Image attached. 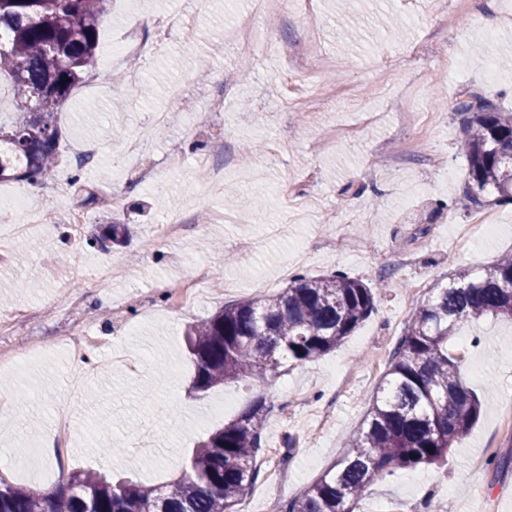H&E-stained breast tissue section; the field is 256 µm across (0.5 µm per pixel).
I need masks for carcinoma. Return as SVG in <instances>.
Listing matches in <instances>:
<instances>
[{"label":"carcinoma","mask_w":512,"mask_h":512,"mask_svg":"<svg viewBox=\"0 0 512 512\" xmlns=\"http://www.w3.org/2000/svg\"><path fill=\"white\" fill-rule=\"evenodd\" d=\"M109 0H0V71L14 80L28 116L0 126V180L42 185L56 177L61 138L55 116L96 65ZM462 115L468 162L464 197L474 207L512 203V112L473 95L453 105ZM128 228L109 224L94 238L106 252ZM416 308L391 355L383 384L345 452L278 512H357L368 487L403 468L440 465L483 412L451 353L458 326L487 316L512 319V255L482 275L461 271ZM378 290L336 271L297 274L265 299H245L187 329L193 390L276 377L288 362L323 356L375 310ZM272 405L261 395L197 443L181 473L160 487L75 472L48 492L0 481V512H233L252 489Z\"/></svg>","instance_id":"1"}]
</instances>
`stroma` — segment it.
Masks as SVG:
<instances>
[{
	"instance_id": "stroma-1",
	"label": "stroma",
	"mask_w": 512,
	"mask_h": 512,
	"mask_svg": "<svg viewBox=\"0 0 512 512\" xmlns=\"http://www.w3.org/2000/svg\"><path fill=\"white\" fill-rule=\"evenodd\" d=\"M249 7V0H110L96 69L57 114V177L44 186L0 182V223L13 220L8 201L18 194L40 216L20 235L31 244L27 253L17 255L12 243L0 249V326L10 331L9 348H0V379L9 384L0 403L14 422L0 432V449L11 451L8 483L49 489L63 474L87 470L148 486L171 481L199 440L260 394L275 406L264 423L266 457L294 440L271 495L251 499L250 512H269L270 501L288 500L327 471L346 433L362 423L383 378L372 366L388 363L417 307L407 283H445L460 269L481 273L512 253V204L490 206L497 220L490 237L456 238L472 212L461 121L451 108L476 94L512 111V0H311L307 7L283 0L270 41L297 45L316 29L335 67L314 79L241 33ZM392 17L409 22L405 39L392 40ZM349 19L357 38L346 43L336 32ZM133 28L144 58L113 62V43ZM140 83L151 87L148 100L114 111ZM174 83L182 92L173 103ZM281 96L295 107L277 109ZM219 97L223 111H207ZM157 112L167 120L154 131L148 156L158 165L144 180L127 146ZM192 113L199 116L193 127ZM219 135L224 189L212 196L198 161ZM89 139L99 150L77 167L74 150ZM75 173L96 188L99 204L83 206L69 184ZM79 207L87 222L69 223ZM174 215L185 224L182 236L145 250L156 224ZM109 219L133 224L134 234L126 247L104 252L91 241ZM405 250L415 260L401 269L393 260ZM334 271L370 286L387 282L361 328L278 378L196 399L190 325L224 305L278 292L291 275ZM196 277L194 304L162 300L167 287ZM64 284L100 339L89 348L90 368L57 337ZM134 294L142 305L114 322L111 305ZM457 334L475 339L461 369L484 405L480 420L444 465L375 482L368 496L376 512H410L431 490L446 496L447 512H512V469L488 464L512 456L505 429L512 321L465 322ZM297 391L308 395L305 407L294 405ZM52 427L67 450L61 468L31 453ZM143 434L147 452L132 446Z\"/></svg>"
}]
</instances>
